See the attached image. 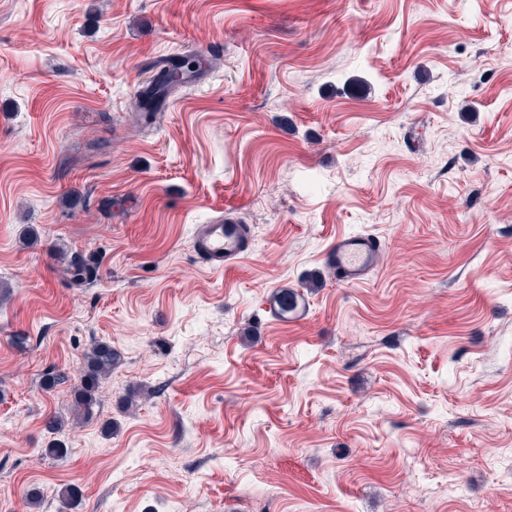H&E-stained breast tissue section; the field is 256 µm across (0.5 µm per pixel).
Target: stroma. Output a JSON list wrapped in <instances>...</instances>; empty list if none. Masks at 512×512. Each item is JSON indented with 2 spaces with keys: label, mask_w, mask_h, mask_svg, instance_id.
<instances>
[{
  "label": "stroma",
  "mask_w": 512,
  "mask_h": 512,
  "mask_svg": "<svg viewBox=\"0 0 512 512\" xmlns=\"http://www.w3.org/2000/svg\"><path fill=\"white\" fill-rule=\"evenodd\" d=\"M182 53L204 72L141 127ZM226 211L252 253L214 270ZM348 233L382 245L355 286ZM94 339L122 362L76 425ZM67 484L70 512H512V0H0V512ZM195 248L208 266H234L252 251L248 226L235 217H215L208 224L197 225ZM381 254L380 241L365 234H345L336 237L325 254L326 265L336 274V280L346 285H358L368 280L377 269Z\"/></svg>",
  "instance_id": "stroma-1"
}]
</instances>
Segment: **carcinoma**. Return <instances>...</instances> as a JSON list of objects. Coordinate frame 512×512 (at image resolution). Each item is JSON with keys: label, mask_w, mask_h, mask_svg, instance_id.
<instances>
[{"label": "carcinoma", "mask_w": 512, "mask_h": 512, "mask_svg": "<svg viewBox=\"0 0 512 512\" xmlns=\"http://www.w3.org/2000/svg\"><path fill=\"white\" fill-rule=\"evenodd\" d=\"M185 67V59L179 58L170 62V67L164 69L156 77L152 87V95L156 96L183 80V74L178 69ZM71 280L81 285L97 280L99 273L96 264L82 259L68 264ZM83 363L79 373V383L72 390L73 419L78 421L94 414L96 406L100 405V390L103 381L121 363L120 352L107 342L94 341L84 351Z\"/></svg>", "instance_id": "carcinoma-1"}]
</instances>
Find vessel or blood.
Masks as SVG:
<instances>
[{
	"instance_id": "obj_1",
	"label": "vessel or blood",
	"mask_w": 512,
	"mask_h": 512,
	"mask_svg": "<svg viewBox=\"0 0 512 512\" xmlns=\"http://www.w3.org/2000/svg\"><path fill=\"white\" fill-rule=\"evenodd\" d=\"M195 248L206 265L231 267L250 253V232L238 218L219 216L197 226ZM380 254L381 243L377 238L365 234H345L331 243L325 254V262L339 283L358 285L367 281L377 269Z\"/></svg>"
}]
</instances>
